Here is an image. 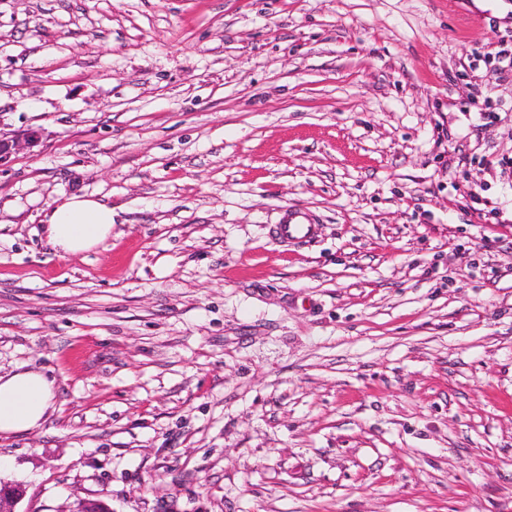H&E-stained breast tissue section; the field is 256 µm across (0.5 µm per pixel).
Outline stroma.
I'll list each match as a JSON object with an SVG mask.
<instances>
[{
    "mask_svg": "<svg viewBox=\"0 0 512 512\" xmlns=\"http://www.w3.org/2000/svg\"><path fill=\"white\" fill-rule=\"evenodd\" d=\"M510 50L512 0H0L19 512H512ZM41 138L37 129H26L11 138L0 137V167L7 164L11 156L20 149L33 148L37 146ZM112 208L93 197L73 196L45 214L43 231L61 256L88 252L112 235ZM315 226L307 223L302 216L288 218L281 224V236L288 241H305L313 237ZM54 379L34 370L0 374V436L39 428L54 410Z\"/></svg>",
    "mask_w": 512,
    "mask_h": 512,
    "instance_id": "stroma-1",
    "label": "stroma"
}]
</instances>
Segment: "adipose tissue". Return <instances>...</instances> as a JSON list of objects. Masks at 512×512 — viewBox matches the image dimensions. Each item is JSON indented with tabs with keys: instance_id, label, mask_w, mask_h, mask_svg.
Segmentation results:
<instances>
[{
	"instance_id": "obj_1",
	"label": "adipose tissue",
	"mask_w": 512,
	"mask_h": 512,
	"mask_svg": "<svg viewBox=\"0 0 512 512\" xmlns=\"http://www.w3.org/2000/svg\"><path fill=\"white\" fill-rule=\"evenodd\" d=\"M43 231L60 255L88 252L112 235V208L95 198L74 196L45 215ZM54 379L34 370L0 374V436L39 428L54 409Z\"/></svg>"
}]
</instances>
